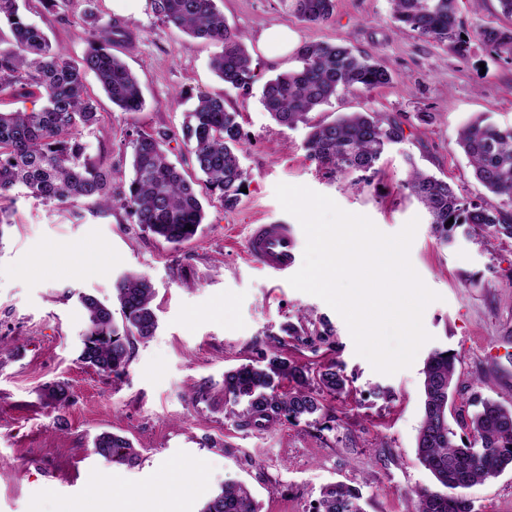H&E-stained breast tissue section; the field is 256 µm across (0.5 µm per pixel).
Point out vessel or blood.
I'll use <instances>...</instances> for the list:
<instances>
[{"mask_svg": "<svg viewBox=\"0 0 512 512\" xmlns=\"http://www.w3.org/2000/svg\"><path fill=\"white\" fill-rule=\"evenodd\" d=\"M245 251L272 279L287 281L298 261V239L294 225H252L245 239Z\"/></svg>", "mask_w": 512, "mask_h": 512, "instance_id": "b4317fda", "label": "vessel or blood"}]
</instances>
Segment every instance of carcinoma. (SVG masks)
<instances>
[{"instance_id": "cac0c4a2", "label": "carcinoma", "mask_w": 512, "mask_h": 512, "mask_svg": "<svg viewBox=\"0 0 512 512\" xmlns=\"http://www.w3.org/2000/svg\"><path fill=\"white\" fill-rule=\"evenodd\" d=\"M294 16L307 24L323 25L333 17L334 0H282ZM391 20L403 29L448 46L460 56L470 39L458 18V0H390ZM162 22L214 45L211 69L232 88H244L256 78L253 57L243 33L224 19L217 0H151ZM91 39L81 61L75 62L48 35L31 24L19 0H0V92L11 89L27 98L39 94L38 111L0 112V199L17 190L43 203L74 206L91 201L101 212L121 208L140 228L177 248L191 240L204 221V208L194 182L169 159L164 143L174 135L136 132L131 141L132 178L128 189L112 187V166L91 159L81 132L101 120L97 101L88 92L86 76L94 74L101 88L123 112H139L144 99L135 73L112 53L116 38L132 36L93 11L85 13ZM476 38L499 56L512 61V25L488 23L475 30ZM297 68L264 82L260 101L281 126H308L307 158L325 174L353 175L354 187L371 184L385 151L404 139L403 123L395 115L375 111L364 103L329 122L309 123V114L346 94L368 96L393 81L375 58L345 44L305 42L296 51ZM240 113L229 110L222 97L200 96L183 129L182 141L206 190L224 209H234L240 188L249 178L240 161L243 140ZM457 145L467 157L475 179L491 194L473 200L448 181L411 165L403 190L427 210L431 233L450 243L465 228L478 243L512 239V126L500 127L482 115L458 133ZM452 225H447L448 220ZM121 323L112 310L91 296L81 299L85 315L81 361L96 371L118 376L130 359L133 339H147L157 328L153 309L155 290L144 274L128 273L115 284ZM288 336L316 352L334 345V330L326 323L311 328L291 326ZM458 358L435 350L423 368L424 411L416 439V453L432 476V485L415 492L413 512H472L466 490L512 468V405L494 399L480 401L472 415L458 413L457 426L471 441H457L448 422ZM289 388L281 389L282 382ZM349 379L339 362L301 364L281 354L262 362H248L224 373V398L246 401L240 424L269 428L282 421L309 422L325 409L326 398L348 392ZM95 452L105 460L133 467L139 453L129 439L104 432L94 440ZM362 494L344 484L324 487L314 512H365ZM201 512H257L249 489L226 484Z\"/></svg>"}]
</instances>
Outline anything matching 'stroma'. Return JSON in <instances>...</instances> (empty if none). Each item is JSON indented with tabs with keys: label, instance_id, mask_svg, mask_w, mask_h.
Masks as SVG:
<instances>
[{
	"label": "stroma",
	"instance_id": "35a3bbf8",
	"mask_svg": "<svg viewBox=\"0 0 512 512\" xmlns=\"http://www.w3.org/2000/svg\"><path fill=\"white\" fill-rule=\"evenodd\" d=\"M219 6L258 64L259 79L248 87L225 86L210 67L213 46L162 24L151 0H71L63 9L24 0L28 20L76 60L86 47V11L119 19L133 35L112 50L140 81L142 111H120L95 77L87 79L104 118L82 139L93 159L111 164L114 187L127 188L132 177L131 131L177 136L202 94L223 96L240 112L249 179L234 210L205 201L196 236L176 249L120 209L97 213L87 201L74 213L20 190L5 201L11 221L0 226V512H82L106 485L117 488L110 512H135L133 492L151 489L156 512H201L227 482L245 484L259 512H313L321 488L334 482L360 489L367 512H410L414 491L431 483L415 452L428 355L447 349L459 358L456 404L465 412H473L476 396L512 405V240L484 245L461 235L440 245L422 204L400 188L414 163L466 196H484L456 146L457 132L481 113L512 126V63L475 39L459 56L397 28L389 0H336L333 20L320 26L299 22L280 0ZM273 25L302 43H347L392 73L390 84L371 93V106L397 114L405 138L385 155L372 185L356 190L348 178L319 172L303 147L306 127H282L262 106L263 80L298 65L291 54L265 61L259 37ZM281 182L327 195L386 234L417 220L410 261L439 299L424 311L432 339L411 367L375 372L335 310L291 285L275 286L247 258L251 225L294 221L275 197ZM127 272L152 281L158 328L135 341L116 379L80 360V298L117 308L113 285ZM472 276L479 287H470ZM303 316L330 324L333 348L294 347L286 328ZM277 348L302 363L340 361L350 393L307 424L239 426L243 407L225 402L224 373ZM56 382L69 386L66 406L46 395ZM103 432L129 439L139 464L97 455L93 440ZM188 471L196 481L190 488L181 483ZM467 496L473 512H512V469Z\"/></svg>",
	"mask_w": 512,
	"mask_h": 512
}]
</instances>
